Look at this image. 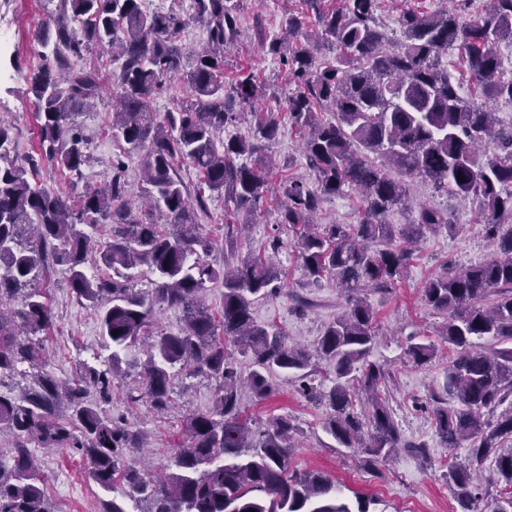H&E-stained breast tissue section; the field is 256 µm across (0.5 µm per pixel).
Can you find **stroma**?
<instances>
[{"instance_id":"1","label":"stroma","mask_w":512,"mask_h":512,"mask_svg":"<svg viewBox=\"0 0 512 512\" xmlns=\"http://www.w3.org/2000/svg\"><path fill=\"white\" fill-rule=\"evenodd\" d=\"M12 9L7 31L10 46L0 52V120L10 128L15 155L23 158L39 148L31 78L43 64L39 38L60 13L61 0H12ZM291 12L301 15L306 26H314V17L304 13L300 0H242L239 35L225 55V78H232L242 68L254 69L263 86L262 105L280 110L287 107L288 77L278 59L264 54L261 46L275 37L298 46V39L289 37L284 26ZM80 122L90 154L84 177L97 184L109 175L112 158L120 151L112 136L111 88L103 89L94 109ZM268 154L276 163V173L309 178L302 137L291 126H283ZM206 203L208 213L201 219V233L214 245L209 262L223 264L225 254L241 257L263 248L270 237L280 236L283 246L271 259L284 273L283 287L278 295L256 302L253 317L258 324L283 328L290 343L311 352L310 373L322 388L331 387L334 373L316 357L315 350L325 327L348 307L336 278L327 276L314 285L304 277L293 248L296 231L279 224V204L274 196L265 197L249 214L231 212L220 196L209 197ZM423 204L449 210L457 232L424 230L405 276L391 289L363 293L376 312L378 329L369 360L384 371L379 389L394 410L403 448L374 466H365L358 449L341 447L325 432L323 425L330 410L300 393L296 374H275L277 392L266 400L255 399L246 389L241 392L243 409L257 422L266 425L279 416L291 418L297 428L289 456L291 469L324 473L339 488L341 499L350 504L363 501L368 512L459 509L443 475L450 465L464 462L466 450L441 447L435 434L432 410L447 397L449 353L442 337L444 319L426 304L422 287L448 267L460 270L483 261L492 247L474 205H462L453 195L436 192L430 183L419 179L411 183L406 202L388 213V223L401 229ZM36 285L47 293L54 315L53 326L43 335L45 367L58 377H70L79 363L92 361L101 352L96 314L72 295L63 267L38 275ZM300 298L308 302L302 311L295 308ZM150 342V337H142L124 356L123 375L105 410L128 415L145 437L141 458L159 470L184 440L188 416L212 407L216 383L203 377L186 379L184 386L176 387L173 402L164 411L144 402L129 405L127 394L139 380ZM419 342L435 345L438 354L434 361L419 365L409 356V346ZM34 457L47 476L46 496L52 512H96L103 492L88 480L87 467L78 454L67 448H38Z\"/></svg>"}]
</instances>
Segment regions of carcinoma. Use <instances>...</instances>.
Segmentation results:
<instances>
[{
	"label": "carcinoma",
	"mask_w": 512,
	"mask_h": 512,
	"mask_svg": "<svg viewBox=\"0 0 512 512\" xmlns=\"http://www.w3.org/2000/svg\"><path fill=\"white\" fill-rule=\"evenodd\" d=\"M54 28L42 45L51 48L46 63L31 77L39 128V153L24 161L10 156L9 129L0 125V381L28 366L34 383L20 398L0 390V426L14 434V452L0 454V512H47L45 477L28 443L70 448L87 461L88 477L110 495L98 512H129V504L149 499L152 512H352L320 472L289 468L290 435L286 416L257 432L239 400L247 387L259 400L275 393L272 376L293 371L310 398L330 408L324 428L344 448H359L372 465L398 447L401 435L393 411L380 397L382 370L367 362L375 345V311L359 288L386 290L402 279L413 259L412 244L423 230L455 224L448 212L421 207L394 243L386 216L407 195L404 178H420L438 191L478 204L487 234L494 239L490 257L458 272L428 279L426 303L442 313V332L451 352L448 399L433 409L441 445L459 448L466 441V462L453 464L445 478L462 512H477L480 500L472 470L490 464L509 496L491 512H512V403L494 426L484 420L512 396V125L497 126L488 103L512 102V74L505 75L500 46L512 44V0H487L469 15V0L433 13L403 11L401 38L384 47L377 11L380 0H341L326 10L322 0H303L315 16V46L288 49L279 40L264 45L288 73V122L304 132L303 153L314 183L284 176L269 183L258 157L282 128V112L251 113L253 138L219 135L235 122L233 103L249 105L262 85L241 69L224 81V54L238 35L234 0H192V17L207 30V44L191 52L186 73L192 99L160 112L154 100L166 82L182 72L186 52L178 44L182 15L148 12L142 0H61ZM108 52L118 67L112 132L122 155L112 162L109 179L84 181L89 163L87 140L78 121L97 97L100 71L83 62L90 46ZM336 50L332 64L319 52ZM450 49L461 52L471 94L442 65ZM326 110L332 119L322 120ZM136 156L147 205L128 202L124 158ZM69 175V189L51 192L31 182L41 163ZM190 164L200 187L224 194L233 210L256 208L271 190L284 204L278 223L303 231L294 243L305 276L314 284L333 273L353 293L348 310L329 324L317 354L333 367L326 391L304 370L306 350L287 343L284 331L259 325L253 304L274 294L281 272L270 260L250 253L234 268L191 256L212 250L199 232L206 213L202 192L190 197L177 174ZM398 172L394 177L392 172ZM348 189L361 194L355 224L317 229L313 215L321 203ZM110 226V234L100 231ZM385 248L371 250L369 244ZM96 252L99 271H87ZM62 265L78 302L97 310L106 358L80 363L75 378L60 379L42 366L43 344L34 339L49 328L53 314L45 293L33 287L42 271ZM144 267L152 288L134 287ZM224 286L223 308L209 310L202 293L209 283ZM21 307L6 312L20 290ZM495 295L491 306L482 304ZM184 312L177 334L158 332L150 344L141 384L127 401L167 408L178 376L217 382L213 406L186 420L187 439L174 449L167 472L152 474L130 458L141 434L122 415L102 404L121 375V353L148 335L156 308ZM486 339L492 346L479 341ZM252 357L247 376L230 362L229 348ZM431 343H415L409 355L418 365L432 362Z\"/></svg>",
	"instance_id": "cac0c4a2"
}]
</instances>
